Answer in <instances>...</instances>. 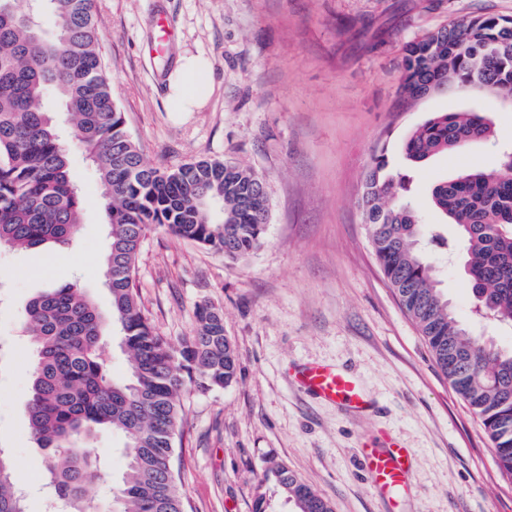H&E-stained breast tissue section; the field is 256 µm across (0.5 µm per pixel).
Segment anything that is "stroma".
<instances>
[{
  "label": "stroma",
  "mask_w": 512,
  "mask_h": 512,
  "mask_svg": "<svg viewBox=\"0 0 512 512\" xmlns=\"http://www.w3.org/2000/svg\"><path fill=\"white\" fill-rule=\"evenodd\" d=\"M100 50L126 128L145 160L173 170L217 159L263 177L266 239L231 260L152 227L138 257L136 286L156 331L171 343L193 336L195 307L224 315L238 351L235 382L184 399L175 456L192 512H291L271 463L311 486L332 512H388L372 489L364 444L409 448L414 464L397 512H512L503 476L480 421L449 386L374 255L358 200L375 150L392 173L408 175L430 234L428 257L458 317L494 345L512 347V328L478 318L454 224L431 208L439 180L498 168L512 149V103L458 88L411 108L395 107L404 48L449 21L512 17V0H95ZM176 36L152 52L154 20ZM202 57L212 92L193 112H174L168 78L182 55ZM473 111L494 129L428 162L406 160L412 130L444 112ZM69 167L84 195L75 240L39 252L0 249V449L21 481L27 512H47L43 450L29 428L32 351L22 336L27 301L78 283L102 310L111 297L102 260L109 228L93 166L66 138ZM326 363L357 377L371 408L353 414L317 400L292 371ZM85 444L105 463L90 494L112 512L125 467L120 439L99 432Z\"/></svg>",
  "instance_id": "obj_1"
}]
</instances>
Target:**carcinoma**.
Returning a JSON list of instances; mask_svg holds the SVG:
<instances>
[{
    "instance_id": "carcinoma-1",
    "label": "carcinoma",
    "mask_w": 512,
    "mask_h": 512,
    "mask_svg": "<svg viewBox=\"0 0 512 512\" xmlns=\"http://www.w3.org/2000/svg\"><path fill=\"white\" fill-rule=\"evenodd\" d=\"M46 6L52 38L27 0H0V244L23 250L66 245L81 224L84 199L70 176L60 125L45 108L51 94L103 187L111 227L104 277L112 300L106 315L74 282L32 297L24 308L23 331L34 353L26 412L33 440L45 450L50 509L100 512L87 494L100 478V459L82 442L96 430H112L123 434L127 458L118 512H186L174 468L182 400L230 386L238 355L207 302L196 306L195 334L180 345L155 330L135 286L141 243L158 224L226 258H244L266 235L265 183L224 161L170 171L150 166L113 96L94 0H47ZM455 86L512 101L511 17L453 21L407 44L397 106ZM492 136L479 113L446 112L415 129L404 152L421 163ZM387 166L383 152L373 155L360 199L375 255L435 364L480 419L500 472L512 479V350L487 343L458 319L420 247L425 230L407 200L409 181ZM430 200L458 226L475 307L512 327V152L495 170L437 182ZM109 327L119 332L130 361L121 380L100 361ZM268 472L294 512H332L287 468L277 464ZM0 512H26L1 454Z\"/></svg>"
}]
</instances>
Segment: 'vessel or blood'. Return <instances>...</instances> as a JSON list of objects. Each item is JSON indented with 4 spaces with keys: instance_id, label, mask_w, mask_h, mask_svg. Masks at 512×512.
<instances>
[{
    "instance_id": "vessel-or-blood-1",
    "label": "vessel or blood",
    "mask_w": 512,
    "mask_h": 512,
    "mask_svg": "<svg viewBox=\"0 0 512 512\" xmlns=\"http://www.w3.org/2000/svg\"><path fill=\"white\" fill-rule=\"evenodd\" d=\"M298 385L313 395L336 405L360 412L367 400L357 378L333 365L311 364L296 374ZM367 467L375 487L388 498L398 497L406 486L409 456L406 449L392 444L366 453Z\"/></svg>"
}]
</instances>
